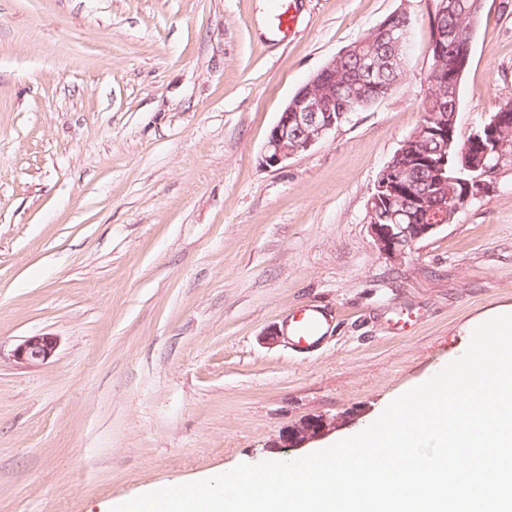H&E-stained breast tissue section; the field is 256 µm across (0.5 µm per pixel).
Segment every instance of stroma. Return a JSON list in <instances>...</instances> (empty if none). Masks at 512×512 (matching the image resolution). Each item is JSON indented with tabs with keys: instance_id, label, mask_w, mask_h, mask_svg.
Wrapping results in <instances>:
<instances>
[{
	"instance_id": "35a3bbf8",
	"label": "stroma",
	"mask_w": 512,
	"mask_h": 512,
	"mask_svg": "<svg viewBox=\"0 0 512 512\" xmlns=\"http://www.w3.org/2000/svg\"><path fill=\"white\" fill-rule=\"evenodd\" d=\"M437 0H0V512L108 503L355 435L512 307V159L398 261L369 232L379 171L419 124ZM400 81L269 168L310 76L389 15ZM512 98V0H484L467 138ZM320 343H269L300 309ZM54 336L36 367L22 339ZM316 415L336 430L298 450ZM288 0H273L270 4V12L273 16V31L278 35H286L289 30L292 17L289 14ZM57 349L55 337L45 334L28 336L12 351L13 361L23 367H35L47 362ZM337 424L336 418L312 416L288 428L282 435V441L287 448H303L307 443L335 430Z\"/></svg>"
}]
</instances>
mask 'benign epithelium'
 I'll return each mask as SVG.
<instances>
[{
  "label": "benign epithelium",
  "instance_id": "benign-epithelium-1",
  "mask_svg": "<svg viewBox=\"0 0 512 512\" xmlns=\"http://www.w3.org/2000/svg\"><path fill=\"white\" fill-rule=\"evenodd\" d=\"M380 40L395 48L393 54L380 59L372 52L360 51L361 44L351 45L343 54L357 57V68L353 79L348 81L351 88L349 98L360 103L366 88L373 85L375 73L380 69L400 70L403 59L399 49L403 43L401 27L384 21L375 28ZM456 46L451 66H446L442 50L448 40ZM430 48L434 49L433 65L430 71L431 90L448 96L458 88L463 72L468 64L471 40L460 38L446 30L433 33ZM447 78H442L443 72ZM336 75V60H330L310 77L307 83L289 100L278 120L270 129L263 148L262 163L269 167H278L288 162L298 153L305 151L323 140L330 132L345 121L347 113L336 111V88L328 84V78ZM457 112H432L427 114L411 137L402 143L394 159L382 170L380 179L384 183L376 184L368 202L370 234L379 252L391 260L406 257L420 240L433 234L439 227L452 221L458 208L471 200L484 195L490 183L484 180L489 165L477 166L473 163L469 148L479 150L484 157L493 160L495 165L512 155V105L504 106L498 112L476 128L465 141H460L456 130ZM428 138L435 143L434 154L440 161L425 159L431 176L419 196L423 208L418 219L411 218L402 207L411 188L400 174L399 160L408 154L411 143ZM455 157L456 169L472 173L468 179H461L462 192L454 202H448V159ZM389 188L391 195L382 198L381 191ZM385 210L382 218H377L379 210ZM57 349L55 337L45 334L28 336L12 351V360L23 367H35L47 362ZM338 421L334 418L312 416L289 428L283 435L285 447L302 448L307 443L336 429Z\"/></svg>",
  "mask_w": 512,
  "mask_h": 512
}]
</instances>
